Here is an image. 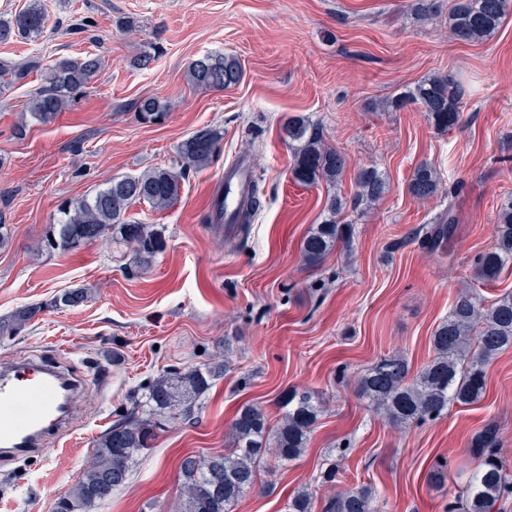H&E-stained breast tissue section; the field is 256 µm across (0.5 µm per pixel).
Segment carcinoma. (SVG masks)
<instances>
[{"label": "carcinoma", "mask_w": 512, "mask_h": 512, "mask_svg": "<svg viewBox=\"0 0 512 512\" xmlns=\"http://www.w3.org/2000/svg\"><path fill=\"white\" fill-rule=\"evenodd\" d=\"M512 14V0H454L449 13V27L461 42H479L493 35L505 18ZM48 22L41 0H30L26 9L8 19L0 16V42L15 36H39ZM39 67L32 59L18 65L0 63V79L16 84ZM101 69V58L86 55L80 59L62 58L47 68L42 90L29 96L24 110L40 123H48L68 109L79 93ZM237 62L222 55H205L193 60L188 68L189 81L205 89H223L238 81ZM464 90L452 77H434L418 83L395 101L398 108L420 105L434 125L449 130L462 121L460 112ZM169 109V104L155 97L136 102V112L154 122ZM283 138L295 145L293 177L311 185L324 179L336 183L344 172V159L322 142L318 128L305 119L282 130ZM223 136L206 131L188 139L179 150L175 167H156L137 176L115 177L91 195L76 198L59 209L51 224L47 245L51 249L75 250L110 235L118 245L131 247V264L146 268L164 251L165 238L152 224L126 217L136 203H147L153 210L172 206L179 195L180 182L189 171L208 165L220 149ZM351 203L334 197L328 215L313 228L304 241L303 253L310 262L321 260L343 238L345 225L340 215L346 206L374 202L386 191V181L376 168L359 171ZM439 177L428 165L418 166L409 183L410 193L428 197L437 192ZM257 184L240 223V232L260 207ZM453 209L437 219L430 232L434 240L454 231ZM479 277L487 282L512 265V197L500 202L496 235L490 248L476 258ZM86 299L84 289H68L55 295L50 306L76 307ZM41 312L40 306L17 309L0 321V335H10L25 327ZM434 357L415 375H410L407 360L400 355L382 357L358 385L367 406L391 424L406 426L440 417L454 404L469 405L479 401L486 390L488 370L496 356L512 348V292L484 304L470 290L457 295L448 317L431 336ZM219 366L203 364L187 369L173 367L149 379L131 391L130 404L115 413V419L101 435L92 457L75 485L59 496L53 512H93L97 505L129 480L136 456L152 448L158 432L169 423L192 424L202 397ZM322 412V400L309 389L293 390L284 402L280 423L272 427L264 409L246 404L232 425V447L209 456L187 455L180 462L182 477L180 512H234L239 498L252 489L258 476V464L271 450L279 466L297 460L307 449L312 427ZM476 453L480 463L466 482L454 486L449 512H494L497 504L512 493L509 479L498 456L495 433L479 437ZM315 497L309 490L298 491L288 500V512H314ZM323 512H373L371 492L367 489L339 493L328 499Z\"/></svg>", "instance_id": "carcinoma-1"}]
</instances>
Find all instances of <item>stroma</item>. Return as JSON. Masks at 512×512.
Listing matches in <instances>:
<instances>
[{"mask_svg": "<svg viewBox=\"0 0 512 512\" xmlns=\"http://www.w3.org/2000/svg\"><path fill=\"white\" fill-rule=\"evenodd\" d=\"M414 0H43L49 21L36 38L0 42V62L98 54L88 88L48 124L23 120L40 71L0 87V221L12 241L0 250V318L20 307L43 310L14 336H0V363L63 364L87 376L72 433L46 453L0 456V512H52L77 479L98 436L127 394L163 370L223 365L192 424L170 426L136 464L123 489L95 512H175L179 462L231 447L244 404L261 405L270 424L288 391L307 387L323 411L306 452L286 466H260L257 486L235 512H288L289 496L309 489L317 503L363 487L376 512H445L455 483L478 459L474 438L497 431L512 476V349L499 354L477 403L453 405L436 420L396 427L359 397L360 378L381 357L403 355L411 372L433 357L431 336L463 288L483 302L512 291V268L477 278L475 259L493 241L497 206L512 195V15L483 41L463 43L448 27L451 0L425 20ZM89 19V31L72 23ZM151 55L148 67L139 59ZM205 54L234 58L235 84L202 89L186 76ZM464 89L463 118L437 130L425 112L389 103L435 75ZM170 102L159 122L140 120L135 103ZM317 125L341 153L336 185L293 177L294 151L281 135L289 119ZM222 133L205 168L190 171L177 201L130 216L161 229L166 248L131 272L127 246L104 238L82 249L49 251L58 205L115 177L175 165L181 145L206 130ZM251 156L261 208L247 233L228 236L216 220L224 169ZM422 164L440 176L436 195L413 197ZM377 168L386 193L343 215L349 239L319 264L302 253L331 196L352 200L360 169ZM453 209L452 236L426 231ZM89 295L76 307L49 300L67 289ZM335 470V482L324 479Z\"/></svg>", "mask_w": 512, "mask_h": 512, "instance_id": "obj_1", "label": "stroma"}]
</instances>
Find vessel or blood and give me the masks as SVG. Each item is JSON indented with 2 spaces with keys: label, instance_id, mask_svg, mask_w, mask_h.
I'll return each mask as SVG.
<instances>
[{
  "label": "vessel or blood",
  "instance_id": "1",
  "mask_svg": "<svg viewBox=\"0 0 512 512\" xmlns=\"http://www.w3.org/2000/svg\"><path fill=\"white\" fill-rule=\"evenodd\" d=\"M254 171L244 158L224 170V214L232 216L247 194ZM80 390L79 378L62 383L49 362L20 361L0 370V452L18 454L40 444L49 425L65 424V387Z\"/></svg>",
  "mask_w": 512,
  "mask_h": 512
}]
</instances>
